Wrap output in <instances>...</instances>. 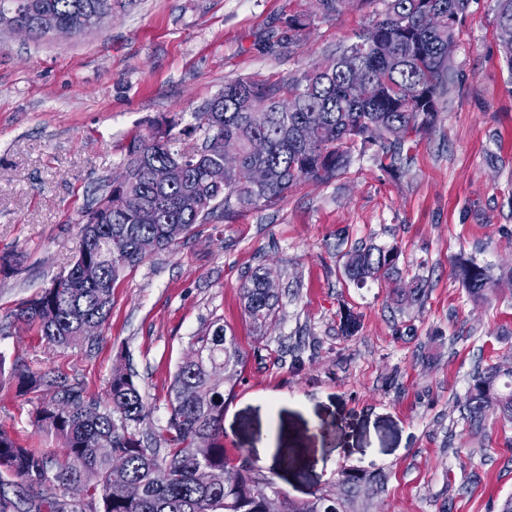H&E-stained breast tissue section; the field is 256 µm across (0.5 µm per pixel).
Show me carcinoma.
Wrapping results in <instances>:
<instances>
[{"instance_id":"obj_1","label":"carcinoma","mask_w":512,"mask_h":512,"mask_svg":"<svg viewBox=\"0 0 512 512\" xmlns=\"http://www.w3.org/2000/svg\"><path fill=\"white\" fill-rule=\"evenodd\" d=\"M19 3L16 22L47 36L55 27L82 32L112 0H0ZM286 16L277 46L293 47L313 16L340 14L346 0H306ZM382 17L356 40L336 49V69L313 64L286 83L237 80L224 84L193 122L169 121L136 133L122 166L127 180L109 186L79 222L82 247L70 270L56 277L16 311L49 342L72 346L85 339L82 325H103L112 310L119 273L169 249L219 208L270 207L301 181L328 183L350 164L357 145H379L395 167L409 134L431 128L440 99L457 73L446 59L470 0H384ZM499 29L512 30V0H495ZM201 144H189L194 136ZM263 138V155L251 150ZM179 163L183 179L158 184L153 169ZM262 167V184L251 179ZM397 252L363 247L347 253L346 274L354 281L395 273ZM96 266L97 280L80 277ZM471 297L486 298L492 282L470 262L461 269ZM244 310L256 328L272 320L278 296L267 273L254 271L242 287ZM193 355L176 369L165 425L145 437L140 426L152 410L133 381L117 369L105 399L60 383L38 411L35 424L59 439L66 453L51 459L23 447L0 428V512H337L324 496L294 502L251 466L224 453V393L241 373L244 356L234 337L215 320L192 343ZM464 409L472 432L487 415L512 420V369L489 365L473 377ZM83 492L68 498L57 490Z\"/></svg>"}]
</instances>
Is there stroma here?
<instances>
[{"label":"stroma","instance_id":"35a3bbf8","mask_svg":"<svg viewBox=\"0 0 512 512\" xmlns=\"http://www.w3.org/2000/svg\"><path fill=\"white\" fill-rule=\"evenodd\" d=\"M296 0H126L102 27L70 37L0 27V427L53 458L35 430L46 387L22 373L104 396L133 373L164 425L191 342L223 323L245 363L224 402V448L282 495H323L339 512H500L512 497V422L472 434L463 408L477 369L512 368V71L494 0L460 26L458 81L433 128L411 135L401 169L378 146L353 150L326 184L302 182L277 205L216 212L171 250L125 268L108 322L78 345L49 343L14 313L67 271L77 220L121 166L132 132L189 123L238 79L282 81L350 42L383 0H347L312 17L298 46L272 44ZM396 248L392 278L351 280L346 254ZM487 269L473 300L456 273ZM262 268L279 291L255 329L241 287ZM420 299L396 305L398 292ZM357 329L346 333V319Z\"/></svg>","mask_w":512,"mask_h":512}]
</instances>
